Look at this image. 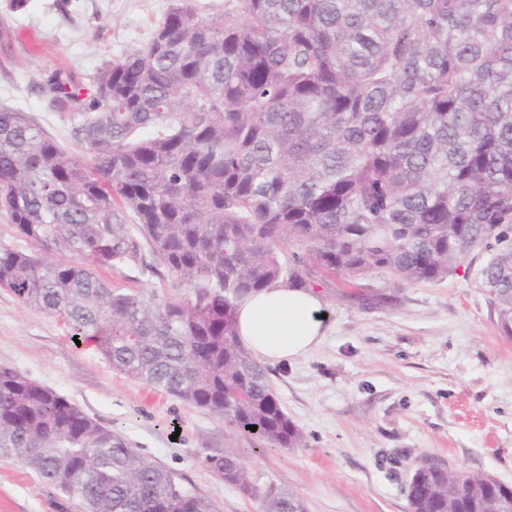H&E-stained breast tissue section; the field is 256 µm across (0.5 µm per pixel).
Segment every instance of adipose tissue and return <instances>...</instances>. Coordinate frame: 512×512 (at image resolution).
Segmentation results:
<instances>
[{"instance_id": "ef3b65f1", "label": "adipose tissue", "mask_w": 512, "mask_h": 512, "mask_svg": "<svg viewBox=\"0 0 512 512\" xmlns=\"http://www.w3.org/2000/svg\"><path fill=\"white\" fill-rule=\"evenodd\" d=\"M324 304L309 288H267L238 308V331L253 356L282 364L304 356L326 333Z\"/></svg>"}]
</instances>
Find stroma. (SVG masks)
I'll return each instance as SVG.
<instances>
[{
  "instance_id": "obj_1",
  "label": "stroma",
  "mask_w": 512,
  "mask_h": 512,
  "mask_svg": "<svg viewBox=\"0 0 512 512\" xmlns=\"http://www.w3.org/2000/svg\"><path fill=\"white\" fill-rule=\"evenodd\" d=\"M173 0H0V107L24 112L64 148L67 115L35 85L63 67L93 78L151 40ZM479 250L433 283L392 275L324 279V342L270 366L299 448H269L213 414L112 369L93 343L0 288V366L47 385L173 471L216 512H263L205 464L236 455L252 477L297 497L306 512H410L406 485L427 460L512 485V337L498 324ZM0 512H57L39 478L0 457Z\"/></svg>"
}]
</instances>
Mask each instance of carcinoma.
Returning a JSON list of instances; mask_svg holds the SVG:
<instances>
[{"label": "carcinoma", "instance_id": "carcinoma-1", "mask_svg": "<svg viewBox=\"0 0 512 512\" xmlns=\"http://www.w3.org/2000/svg\"><path fill=\"white\" fill-rule=\"evenodd\" d=\"M174 0L148 45L86 84L57 69L69 151L0 108V288L58 316L120 373L271 448L304 438L241 343L252 292L388 272L438 282L478 249L512 336V0ZM129 262L172 291L124 293ZM255 425L252 432L247 426ZM0 456L82 512H213L173 472L53 388L0 366ZM266 512L303 508L206 458ZM496 478L427 460L411 512H492ZM9 248L22 251H30L34 246L27 240L19 237L11 224L4 218H0V248Z\"/></svg>", "mask_w": 512, "mask_h": 512}]
</instances>
